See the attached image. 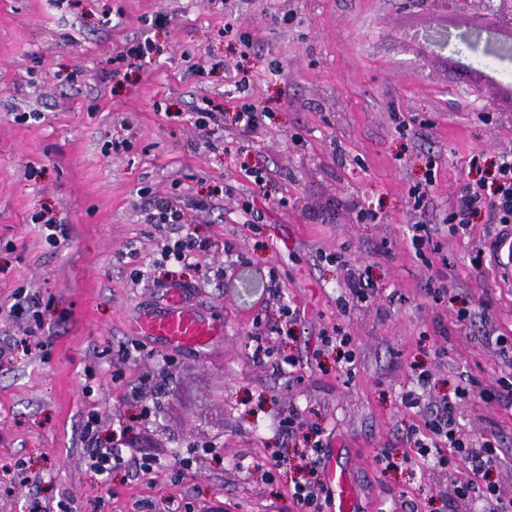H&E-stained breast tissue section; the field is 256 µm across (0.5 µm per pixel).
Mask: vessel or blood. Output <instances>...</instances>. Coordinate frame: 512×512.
Masks as SVG:
<instances>
[{"mask_svg":"<svg viewBox=\"0 0 512 512\" xmlns=\"http://www.w3.org/2000/svg\"><path fill=\"white\" fill-rule=\"evenodd\" d=\"M135 326L144 336L169 348L197 352L207 351L223 333L222 325L208 314L186 304L178 287L169 289L163 308L137 313ZM325 478L333 512H354V489L346 473L337 465L335 456L326 459Z\"/></svg>","mask_w":512,"mask_h":512,"instance_id":"vessel-or-blood-1","label":"vessel or blood"}]
</instances>
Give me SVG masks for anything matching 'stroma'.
<instances>
[{
  "label": "stroma",
  "instance_id": "obj_1",
  "mask_svg": "<svg viewBox=\"0 0 512 512\" xmlns=\"http://www.w3.org/2000/svg\"><path fill=\"white\" fill-rule=\"evenodd\" d=\"M144 41L141 64L120 60ZM468 44L512 71L490 23L420 0H0V343L12 346L0 512H293L291 490L311 475L301 435L280 426L292 408L321 427L357 512H470L453 498L471 475L462 460L381 462L409 453L411 430L461 385V429L497 436L498 477L512 482V402L479 396L512 370L494 339L512 336V280L473 262L493 225L454 234L447 222L460 188L512 152V102L457 76ZM247 101L271 109L265 127L226 123L206 146L196 108ZM159 197L212 250L162 264L160 241L179 232L145 223ZM364 209L372 221H358ZM41 213L64 222L65 241H47ZM416 223L435 244L421 259ZM352 272L370 282L367 301L352 297ZM174 285L224 326L207 354L133 327ZM20 289L38 317L9 315ZM336 327L352 367L322 344ZM257 331L271 350L260 365ZM410 390L419 407L402 404ZM120 434L125 463L102 477L90 449ZM274 448L290 462L269 479Z\"/></svg>",
  "mask_w": 512,
  "mask_h": 512
}]
</instances>
